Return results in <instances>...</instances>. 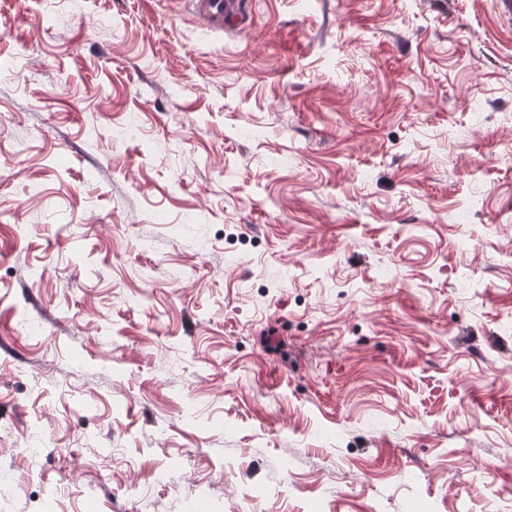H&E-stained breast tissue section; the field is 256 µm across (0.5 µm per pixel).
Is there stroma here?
I'll list each match as a JSON object with an SVG mask.
<instances>
[{"instance_id": "35a3bbf8", "label": "stroma", "mask_w": 512, "mask_h": 512, "mask_svg": "<svg viewBox=\"0 0 512 512\" xmlns=\"http://www.w3.org/2000/svg\"><path fill=\"white\" fill-rule=\"evenodd\" d=\"M242 2L0 0V512H512V22ZM194 4L199 18L211 26L243 27L240 0H195Z\"/></svg>"}]
</instances>
